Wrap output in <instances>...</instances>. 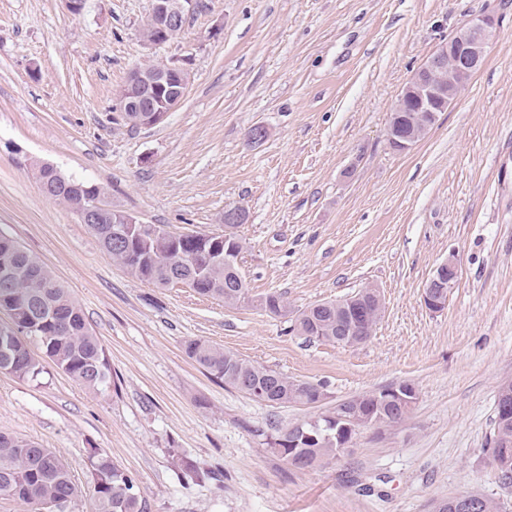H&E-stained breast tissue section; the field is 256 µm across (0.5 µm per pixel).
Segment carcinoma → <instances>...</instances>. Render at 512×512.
I'll list each match as a JSON object with an SVG mask.
<instances>
[{
    "label": "carcinoma",
    "instance_id": "cac0c4a2",
    "mask_svg": "<svg viewBox=\"0 0 512 512\" xmlns=\"http://www.w3.org/2000/svg\"><path fill=\"white\" fill-rule=\"evenodd\" d=\"M33 175L43 194L54 201L71 204L79 198L101 199L103 192L95 185L69 178H59L46 166L33 168ZM88 228L103 252L131 277L169 288L182 284L198 294L234 306L246 298L248 288L238 265H210L207 255L224 245V235L211 238L198 235L183 237L162 225L146 224L142 232L117 244L121 225L90 224ZM260 304L270 306L271 313L288 312V303L278 293L264 295ZM0 312L7 321L0 322V372L21 379H36L43 363L50 362L74 383L100 392L112 382V369L106 351L86 324L79 302L37 256L15 240L0 235ZM379 317L374 305H368L356 323L353 339L367 341L373 335ZM348 321L347 304L326 301L315 304L296 318L298 331L318 341L350 345V338L338 332V324ZM186 356L211 376L237 391L251 395L262 389L271 406H305L313 402L309 383L224 350L201 338L185 340ZM359 410L358 427L372 425L369 406L363 395L351 397ZM489 452L501 479L512 482V418L495 416ZM318 429L316 440L306 441L303 433ZM334 429L327 420L305 421L282 433L275 444L288 458V442H297L290 464L312 468L340 457L348 447H336ZM91 490L95 512H148L137 479L98 449L89 455ZM82 495L68 462L50 448L17 433L0 429V497L19 499L31 512H66Z\"/></svg>",
    "mask_w": 512,
    "mask_h": 512
}]
</instances>
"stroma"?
Returning a JSON list of instances; mask_svg holds the SVG:
<instances>
[{
	"label": "stroma",
	"instance_id": "1",
	"mask_svg": "<svg viewBox=\"0 0 512 512\" xmlns=\"http://www.w3.org/2000/svg\"><path fill=\"white\" fill-rule=\"evenodd\" d=\"M151 0H0V234L36 255L79 301L114 384L92 393L53 365L0 373V429L53 449L89 487V451L137 479L149 512H430L481 493L512 512L488 438L512 379V0H202L183 33L145 45ZM498 23L486 61L411 150L386 141L412 73L470 19ZM190 57L181 106L151 129L113 110L129 72ZM262 126V143L246 133ZM100 187L113 209L181 233L220 232L243 209L234 307L132 278L31 165ZM455 257L444 312L422 291ZM371 286V338L309 340L299 312ZM283 294L288 312L258 305ZM210 341L323 386L315 408L273 407L189 359ZM408 382L391 427H363L344 455L294 468L273 442L344 399ZM195 469L177 466L171 449Z\"/></svg>",
	"mask_w": 512,
	"mask_h": 512
}]
</instances>
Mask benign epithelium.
<instances>
[{
  "label": "benign epithelium",
  "mask_w": 512,
  "mask_h": 512,
  "mask_svg": "<svg viewBox=\"0 0 512 512\" xmlns=\"http://www.w3.org/2000/svg\"><path fill=\"white\" fill-rule=\"evenodd\" d=\"M197 6L198 0H151V27L142 33L143 42L161 47L175 39L183 32L188 16ZM495 25L491 15L472 18L442 40L418 67L399 94L394 110L409 101L416 106L419 120L410 135L401 139L387 137L393 150L411 149L433 126L428 117H438L455 102L460 89L482 67ZM191 79V71L184 62L159 61L139 66L130 72L116 93L114 111L120 113L123 120L141 128L156 126L182 104ZM75 208L90 221L107 218L114 224L141 223L137 216L106 205L95 203L87 207L77 202ZM457 274V263L452 258L434 269L423 289V302L429 311L439 313L447 308L448 293L454 287ZM372 400L377 405L411 408L416 403L417 390L411 383H402L376 392ZM326 417L336 423V442L345 446L358 420L346 410L344 402L337 404ZM452 507L456 512H477L480 497L471 493L455 495Z\"/></svg>",
  "instance_id": "7a95c632"
}]
</instances>
